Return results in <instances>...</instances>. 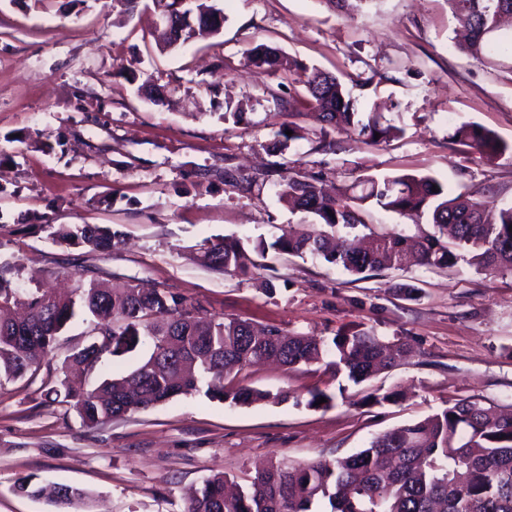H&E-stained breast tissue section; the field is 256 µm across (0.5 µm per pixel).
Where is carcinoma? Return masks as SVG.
I'll list each match as a JSON object with an SVG mask.
<instances>
[{
    "mask_svg": "<svg viewBox=\"0 0 512 512\" xmlns=\"http://www.w3.org/2000/svg\"><path fill=\"white\" fill-rule=\"evenodd\" d=\"M455 19L467 31L458 49L489 67L512 58V34L500 20L512 15V0H448ZM190 15L195 29L217 31L221 11L210 0L179 6ZM249 63L264 71L288 68L291 81L304 89L318 120L336 128L354 130L360 142H384L401 129L381 112H359L341 80L295 60L286 62L280 51L265 44L246 50ZM293 131L287 135L286 131ZM304 127L288 123L278 131L277 151L306 137ZM450 139L491 158L507 150L489 129L476 123L455 126ZM279 200L310 213L317 223L267 244L247 247L237 237L203 241L200 264L217 273L248 276L257 267L253 255L266 249L310 254L352 275L402 267L412 259L429 270H447L463 261L479 273L496 276L512 272V205L498 206L448 188L429 175L397 174L363 177L329 195L317 182L291 175L277 182ZM437 191H432V188ZM378 207L410 219H426L431 234L386 231L372 236L360 248L337 229L367 224L369 209ZM40 229L56 243L90 252L111 249L121 234L107 225L42 224ZM91 325V341L67 355L63 364L99 369L105 356H122L147 342L150 354L130 374L107 378L93 389L47 377L46 396L69 406L84 426L95 428L113 419L199 391L207 380L206 395L233 404L249 405L272 399L268 392L248 386L224 387V378L236 368L275 359L295 367L329 359L327 365L359 385L391 368L404 346L385 342L373 332L340 330L331 342L285 334L274 326L256 328L237 319L215 320L182 298L156 288L130 284L101 288L75 280L71 295L55 297L23 292L0 276V384L23 378L56 354L59 336L77 318ZM403 393L371 392L373 405L395 403ZM226 476L207 477L187 512H512V413L468 398L411 424L392 428L368 447L334 462L272 463L251 484L229 495ZM56 503L72 506L85 491L60 486Z\"/></svg>",
    "mask_w": 512,
    "mask_h": 512,
    "instance_id": "carcinoma-1",
    "label": "carcinoma"
}]
</instances>
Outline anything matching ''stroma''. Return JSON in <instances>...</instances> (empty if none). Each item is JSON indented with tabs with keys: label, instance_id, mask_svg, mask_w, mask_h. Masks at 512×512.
<instances>
[{
	"label": "stroma",
	"instance_id": "1",
	"mask_svg": "<svg viewBox=\"0 0 512 512\" xmlns=\"http://www.w3.org/2000/svg\"><path fill=\"white\" fill-rule=\"evenodd\" d=\"M226 21L167 51L151 37L155 9L121 13L119 0H0V268L18 288L64 291L71 279L160 288L236 318L332 340L368 328L411 353L354 385L324 365L245 367L236 383L273 393L234 405L195 392L94 429L46 401L41 385L59 360L0 385V512H56L15 489L73 486L88 512H187L192 490L221 472L243 477L274 457L335 461L396 426L468 397L512 405V275L465 265L413 266L355 279L323 259L274 250L249 276L202 267L195 248L227 236L273 242L310 224L275 194L278 161L290 174L343 185L360 176L431 175L449 192L512 205V67H485L455 49L446 0H212ZM268 44L338 75L359 111L385 103L399 137L376 145L331 132L323 151L299 85L255 69L245 49ZM156 79L169 105L143 85ZM243 106L247 124L225 120ZM310 132L272 150L285 122ZM475 122L508 149L479 158L449 138ZM46 224H98L123 242L108 252L58 244ZM420 290L406 299L398 284ZM330 407L305 406L310 390ZM400 389L396 404L366 405Z\"/></svg>",
	"mask_w": 512,
	"mask_h": 512
}]
</instances>
